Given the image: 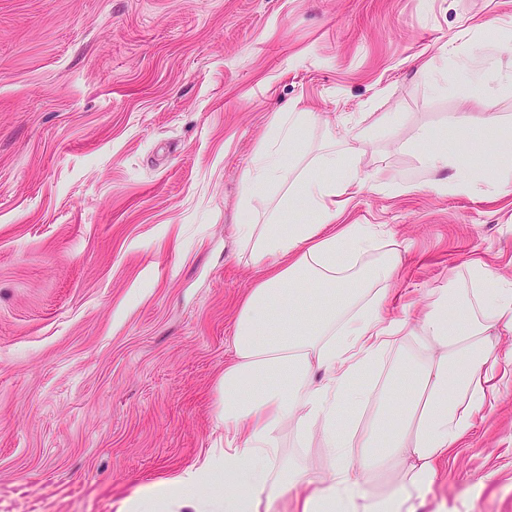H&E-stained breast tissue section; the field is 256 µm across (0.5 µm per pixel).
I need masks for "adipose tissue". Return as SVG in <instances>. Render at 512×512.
Segmentation results:
<instances>
[{"label": "adipose tissue", "instance_id": "1", "mask_svg": "<svg viewBox=\"0 0 512 512\" xmlns=\"http://www.w3.org/2000/svg\"><path fill=\"white\" fill-rule=\"evenodd\" d=\"M312 118L278 113L245 170L244 203L272 192L278 203L237 227L260 275L239 306L219 382L224 446L146 485L123 512H259L276 497L297 512H414L491 407L487 385L499 362H512V346L499 343L512 335V282L478 258L469 287L435 290L415 326L389 317L399 245L385 243L382 225L340 221L363 182L356 158L365 140L328 132L311 166L295 171L285 157ZM424 162L452 169L436 183L443 191L497 186L434 147ZM283 211L315 220L285 230ZM396 348L402 355L376 397L357 378ZM290 425L306 437L319 432L328 471L289 468L280 443Z\"/></svg>", "mask_w": 512, "mask_h": 512}]
</instances>
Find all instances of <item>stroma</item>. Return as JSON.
<instances>
[{
    "mask_svg": "<svg viewBox=\"0 0 512 512\" xmlns=\"http://www.w3.org/2000/svg\"><path fill=\"white\" fill-rule=\"evenodd\" d=\"M486 38L512 75V0H0V512H120L218 447L259 275L236 237L244 171L277 113L316 115L300 168L327 129L366 132L342 221L406 247L394 315L415 323L478 257L512 280V185L437 193L412 143L429 126L512 178V92L465 95L459 68ZM493 395L416 512H512V385ZM282 448L330 467L319 439Z\"/></svg>",
    "mask_w": 512,
    "mask_h": 512,
    "instance_id": "stroma-1",
    "label": "stroma"
}]
</instances>
